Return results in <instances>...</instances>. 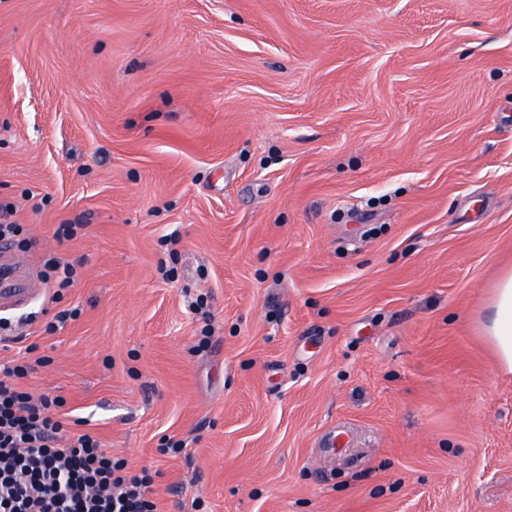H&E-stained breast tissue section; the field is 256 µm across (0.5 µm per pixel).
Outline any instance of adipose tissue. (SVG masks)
Wrapping results in <instances>:
<instances>
[{
    "instance_id": "adipose-tissue-1",
    "label": "adipose tissue",
    "mask_w": 512,
    "mask_h": 512,
    "mask_svg": "<svg viewBox=\"0 0 512 512\" xmlns=\"http://www.w3.org/2000/svg\"><path fill=\"white\" fill-rule=\"evenodd\" d=\"M480 331L494 351L498 366L512 373V268L497 279L490 301V313Z\"/></svg>"
}]
</instances>
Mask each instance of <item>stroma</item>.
I'll list each match as a JSON object with an SVG mask.
<instances>
[{"label":"stroma","mask_w":512,"mask_h":512,"mask_svg":"<svg viewBox=\"0 0 512 512\" xmlns=\"http://www.w3.org/2000/svg\"><path fill=\"white\" fill-rule=\"evenodd\" d=\"M0 224L163 512H512V0H0ZM44 266L47 269L48 280H52L61 290L73 286L77 279L75 265L57 256L49 255L44 261ZM490 301V313L480 323L482 336L494 351L498 366L512 373V268L497 279Z\"/></svg>","instance_id":"stroma-1"}]
</instances>
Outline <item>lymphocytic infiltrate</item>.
I'll return each instance as SVG.
<instances>
[{"instance_id": "f902f5d3", "label": "lymphocytic infiltrate", "mask_w": 512, "mask_h": 512, "mask_svg": "<svg viewBox=\"0 0 512 512\" xmlns=\"http://www.w3.org/2000/svg\"><path fill=\"white\" fill-rule=\"evenodd\" d=\"M31 371L0 363V512H161L153 475L130 472L95 433L68 430L62 396L19 387Z\"/></svg>"}]
</instances>
